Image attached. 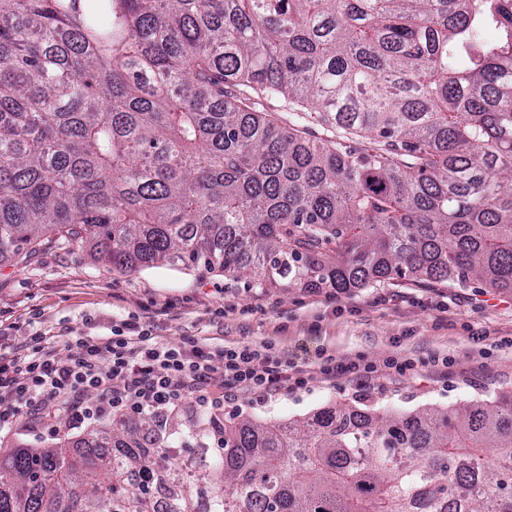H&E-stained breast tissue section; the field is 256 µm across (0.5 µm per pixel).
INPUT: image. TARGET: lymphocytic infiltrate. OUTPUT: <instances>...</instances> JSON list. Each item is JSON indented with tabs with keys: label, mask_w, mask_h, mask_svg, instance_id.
Listing matches in <instances>:
<instances>
[{
	"label": "lymphocytic infiltrate",
	"mask_w": 512,
	"mask_h": 512,
	"mask_svg": "<svg viewBox=\"0 0 512 512\" xmlns=\"http://www.w3.org/2000/svg\"><path fill=\"white\" fill-rule=\"evenodd\" d=\"M67 358L33 339L14 352L0 351V432L19 424L78 430L121 416L164 419L188 401L207 407L212 373L221 369L224 395L259 391L275 396L301 389L308 374L270 345H220L189 337L182 345L159 344L153 327L123 322L108 336H79ZM96 391V402L85 399Z\"/></svg>",
	"instance_id": "obj_1"
}]
</instances>
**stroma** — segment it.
<instances>
[{"label":"stroma","mask_w":512,"mask_h":512,"mask_svg":"<svg viewBox=\"0 0 512 512\" xmlns=\"http://www.w3.org/2000/svg\"><path fill=\"white\" fill-rule=\"evenodd\" d=\"M138 317L160 342L198 336L217 344L270 343L310 375L306 388L265 398L238 392L216 416L288 421L336 404L366 402L413 413L512 391V288L442 282L376 283L349 293L293 285L261 288L247 275L203 267L118 273L94 247H47L31 263L0 258V343L31 337L108 336ZM370 366V374L326 375L327 357ZM420 360L418 374L389 362Z\"/></svg>","instance_id":"35a3bbf8"}]
</instances>
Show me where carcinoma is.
Here are the masks:
<instances>
[{"instance_id":"carcinoma-1","label":"carcinoma","mask_w":512,"mask_h":512,"mask_svg":"<svg viewBox=\"0 0 512 512\" xmlns=\"http://www.w3.org/2000/svg\"><path fill=\"white\" fill-rule=\"evenodd\" d=\"M86 242L261 288H512V0H0V257ZM195 426L186 469L153 419L15 446L0 512H512V392Z\"/></svg>"}]
</instances>
